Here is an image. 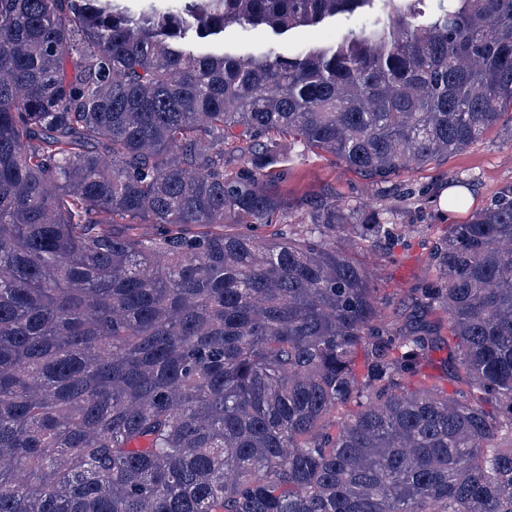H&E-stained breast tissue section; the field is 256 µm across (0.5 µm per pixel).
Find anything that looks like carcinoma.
<instances>
[{
  "mask_svg": "<svg viewBox=\"0 0 512 512\" xmlns=\"http://www.w3.org/2000/svg\"><path fill=\"white\" fill-rule=\"evenodd\" d=\"M425 2L0 0V512H512V184L430 253L446 338L336 246L373 210L224 232L298 145L384 181L500 124L512 0ZM352 25L344 19H337L336 22L298 28L279 38L268 37L260 30H228L224 33V43L229 47L241 50H252L267 42L288 44V47L296 45L326 46L341 39Z\"/></svg>",
  "mask_w": 512,
  "mask_h": 512,
  "instance_id": "obj_1",
  "label": "carcinoma"
}]
</instances>
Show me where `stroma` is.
I'll return each mask as SVG.
<instances>
[{"instance_id": "35a3bbf8", "label": "stroma", "mask_w": 512, "mask_h": 512, "mask_svg": "<svg viewBox=\"0 0 512 512\" xmlns=\"http://www.w3.org/2000/svg\"><path fill=\"white\" fill-rule=\"evenodd\" d=\"M295 152L279 170L278 186L290 198L332 194L347 207L368 205L397 213L391 236L359 239L349 250L353 261L378 270L379 294L389 300L392 318L413 311L421 289L435 284L437 271L429 255L448 224L466 223L472 211L488 206L503 185L512 183V135L503 127L484 133L463 153L400 172L382 191L332 156L300 146ZM457 181L464 183L473 205L452 217L441 207L442 194Z\"/></svg>"}]
</instances>
